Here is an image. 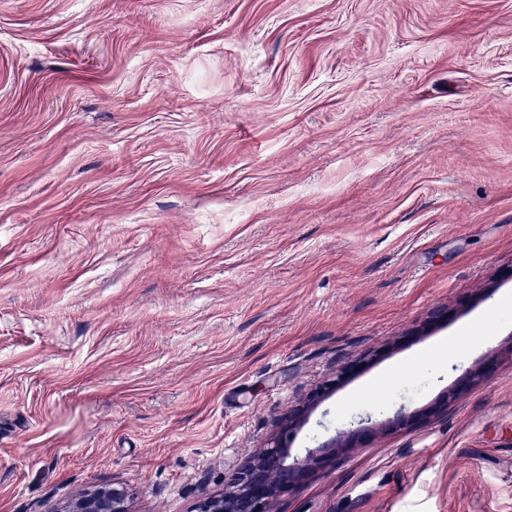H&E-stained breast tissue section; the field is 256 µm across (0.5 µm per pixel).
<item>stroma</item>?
<instances>
[{
	"mask_svg": "<svg viewBox=\"0 0 512 512\" xmlns=\"http://www.w3.org/2000/svg\"><path fill=\"white\" fill-rule=\"evenodd\" d=\"M507 298L512 0H0V512H195L348 366L282 512H512ZM59 512H130L127 492L121 486L105 487L81 495Z\"/></svg>",
	"mask_w": 512,
	"mask_h": 512,
	"instance_id": "1",
	"label": "stroma"
}]
</instances>
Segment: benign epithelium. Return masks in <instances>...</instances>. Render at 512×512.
Wrapping results in <instances>:
<instances>
[{
    "instance_id": "obj_1",
    "label": "benign epithelium",
    "mask_w": 512,
    "mask_h": 512,
    "mask_svg": "<svg viewBox=\"0 0 512 512\" xmlns=\"http://www.w3.org/2000/svg\"><path fill=\"white\" fill-rule=\"evenodd\" d=\"M348 374L346 367L336 371V378L325 381L305 402L290 410L280 431L228 475L224 493L202 498L196 512H280L281 494L298 487L326 458V450L346 452L357 447L364 428L339 432L306 449L303 455L291 446L313 410L345 383ZM61 512H129L127 492L121 485L100 488L75 498Z\"/></svg>"
}]
</instances>
